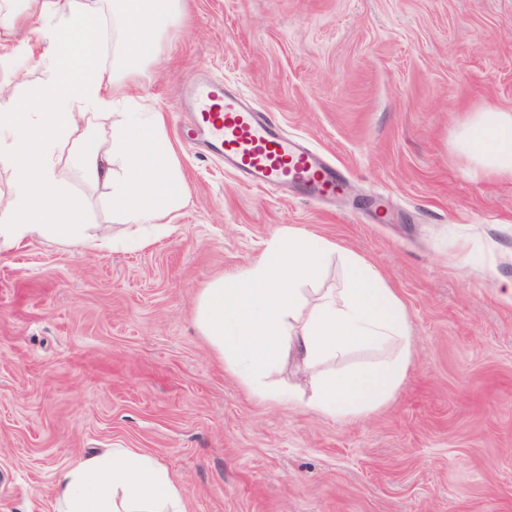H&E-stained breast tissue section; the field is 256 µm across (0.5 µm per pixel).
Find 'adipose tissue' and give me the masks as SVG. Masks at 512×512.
<instances>
[{"mask_svg":"<svg viewBox=\"0 0 512 512\" xmlns=\"http://www.w3.org/2000/svg\"><path fill=\"white\" fill-rule=\"evenodd\" d=\"M50 32L40 53L47 81L14 112L0 113V151H7L14 190L0 201V253L32 236L85 246V202L55 172L58 149L72 144V167L83 180L112 189V213L124 222L165 225L185 201V188L157 112L132 109L130 75L153 61L160 39L180 17L182 0H112L117 68L100 63L101 45L87 38L100 16L79 0H45ZM108 109L107 135L94 123ZM112 150H103L102 139ZM460 148L487 174L512 179V113L482 107L460 132ZM332 245L306 233L276 236L243 273L204 288L197 308L203 334L251 393L292 400L268 379L294 355L314 370L309 407L330 418H352L390 402L411 364L410 329L399 297L375 270L344 258L340 292L306 306L304 285L320 279ZM360 349L373 363L341 371L322 363ZM56 512H186L183 488L165 467L136 448H114L61 471Z\"/></svg>","mask_w":512,"mask_h":512,"instance_id":"1","label":"adipose tissue"}]
</instances>
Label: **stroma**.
Segmentation results:
<instances>
[{
    "mask_svg": "<svg viewBox=\"0 0 512 512\" xmlns=\"http://www.w3.org/2000/svg\"><path fill=\"white\" fill-rule=\"evenodd\" d=\"M0 44V113L46 73L39 0H16ZM224 81L342 167L358 200L318 204L243 182L178 142L184 80ZM163 113L188 200L147 244L113 220L108 187L60 179L91 233L0 254V512H55L64 468L137 448L188 512H512V180L457 148L472 112L512 111V0H183L135 78ZM369 262L402 299L412 366L395 399L356 418L307 408L294 358L273 373L294 403L253 395L195 323L200 293L287 231Z\"/></svg>",
    "mask_w": 512,
    "mask_h": 512,
    "instance_id": "35a3bbf8",
    "label": "stroma"
}]
</instances>
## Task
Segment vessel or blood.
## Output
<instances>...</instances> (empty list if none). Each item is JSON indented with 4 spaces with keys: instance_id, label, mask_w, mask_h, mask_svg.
I'll return each mask as SVG.
<instances>
[{
    "instance_id": "vessel-or-blood-1",
    "label": "vessel or blood",
    "mask_w": 512,
    "mask_h": 512,
    "mask_svg": "<svg viewBox=\"0 0 512 512\" xmlns=\"http://www.w3.org/2000/svg\"><path fill=\"white\" fill-rule=\"evenodd\" d=\"M183 104L193 115L180 138L202 155L222 158L225 168L252 186L290 187L306 198L327 201L344 183L336 167L223 82L193 85Z\"/></svg>"
}]
</instances>
